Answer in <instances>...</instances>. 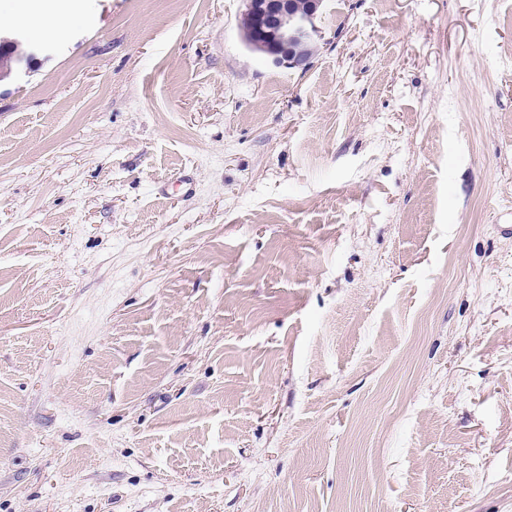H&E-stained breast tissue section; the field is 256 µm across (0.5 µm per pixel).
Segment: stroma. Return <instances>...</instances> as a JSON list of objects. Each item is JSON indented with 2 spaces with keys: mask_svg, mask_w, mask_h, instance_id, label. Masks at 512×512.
Listing matches in <instances>:
<instances>
[{
  "mask_svg": "<svg viewBox=\"0 0 512 512\" xmlns=\"http://www.w3.org/2000/svg\"><path fill=\"white\" fill-rule=\"evenodd\" d=\"M58 6L0 78V512H512V0H325L303 71L243 0Z\"/></svg>",
  "mask_w": 512,
  "mask_h": 512,
  "instance_id": "35a3bbf8",
  "label": "stroma"
}]
</instances>
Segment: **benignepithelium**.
Segmentation results:
<instances>
[{
    "label": "benign epithelium",
    "instance_id": "7a95c632",
    "mask_svg": "<svg viewBox=\"0 0 512 512\" xmlns=\"http://www.w3.org/2000/svg\"><path fill=\"white\" fill-rule=\"evenodd\" d=\"M242 39L278 67L300 68L316 52L322 34L316 18L322 0H244Z\"/></svg>",
    "mask_w": 512,
    "mask_h": 512
}]
</instances>
